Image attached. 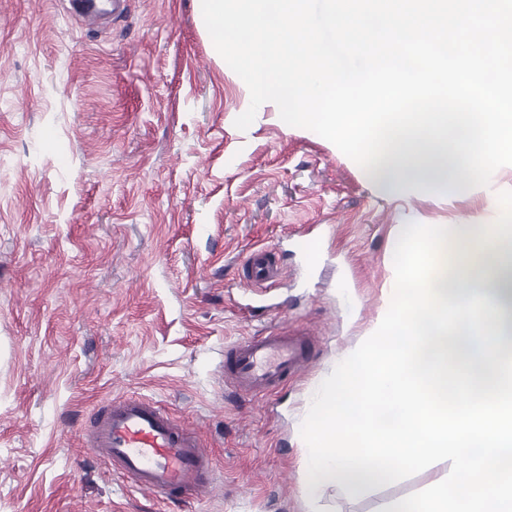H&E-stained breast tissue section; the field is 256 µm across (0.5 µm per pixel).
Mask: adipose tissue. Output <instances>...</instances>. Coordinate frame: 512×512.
Listing matches in <instances>:
<instances>
[{
	"instance_id": "adipose-tissue-1",
	"label": "adipose tissue",
	"mask_w": 512,
	"mask_h": 512,
	"mask_svg": "<svg viewBox=\"0 0 512 512\" xmlns=\"http://www.w3.org/2000/svg\"><path fill=\"white\" fill-rule=\"evenodd\" d=\"M454 236L488 243L490 266L459 260L457 279L476 284L485 321L452 332L448 323L470 309L428 288L435 240ZM405 290L377 334L345 367L351 398L334 388L317 399L319 413L304 421V494L315 503L332 486L363 487L422 456H454L458 468L434 494L408 512H512V234L500 224H453L412 232L397 262ZM435 343L420 365L421 345ZM461 384L453 402L449 382Z\"/></svg>"
}]
</instances>
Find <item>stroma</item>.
Instances as JSON below:
<instances>
[{
  "mask_svg": "<svg viewBox=\"0 0 512 512\" xmlns=\"http://www.w3.org/2000/svg\"><path fill=\"white\" fill-rule=\"evenodd\" d=\"M215 52L196 0H127L82 28L61 0H0V512H309L301 423L402 284L409 227L512 225V165L489 186L389 193L264 103ZM276 253L255 294L240 264ZM283 328L311 363L265 396L224 379V350ZM141 396L197 429L216 476L164 502L91 454L96 416ZM453 458L318 512H390L435 492Z\"/></svg>",
  "mask_w": 512,
  "mask_h": 512,
  "instance_id": "1",
  "label": "stroma"
}]
</instances>
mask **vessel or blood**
Instances as JSON below:
<instances>
[{
  "mask_svg": "<svg viewBox=\"0 0 512 512\" xmlns=\"http://www.w3.org/2000/svg\"><path fill=\"white\" fill-rule=\"evenodd\" d=\"M70 16L86 27L121 14L125 0H67ZM243 277L256 286L274 283L281 271L266 250L248 255ZM303 331H273L236 342L224 352V374L233 386L254 396L276 389L310 359ZM90 451L107 461L113 471L132 480L143 491L167 499L182 493L204 498L213 459L200 434L177 421L156 402L137 397L114 399L95 420L86 441Z\"/></svg>",
  "mask_w": 512,
  "mask_h": 512,
  "instance_id": "obj_1",
  "label": "vessel or blood"
}]
</instances>
